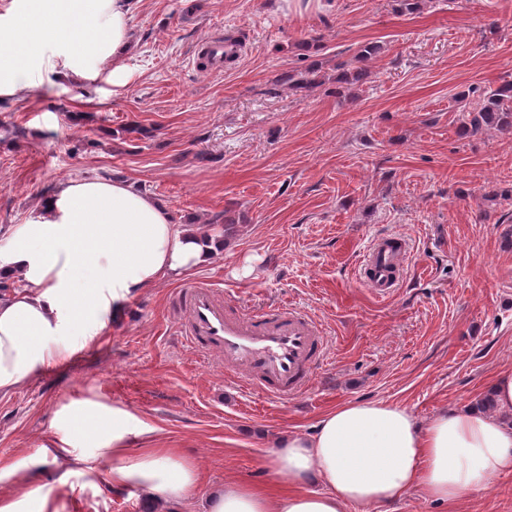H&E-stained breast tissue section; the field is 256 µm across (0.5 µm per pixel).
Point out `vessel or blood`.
Returning <instances> with one entry per match:
<instances>
[{
  "label": "vessel or blood",
  "instance_id": "b4317fda",
  "mask_svg": "<svg viewBox=\"0 0 512 512\" xmlns=\"http://www.w3.org/2000/svg\"><path fill=\"white\" fill-rule=\"evenodd\" d=\"M240 51L239 45L218 36L202 44L198 54L219 71ZM407 250L396 235L377 238L358 263L356 281L378 298L389 297L401 282ZM169 308L177 317V335L193 350L217 356L243 383L275 400L285 401L303 391L312 365L327 351L321 327L295 309L277 306L234 314L221 290L210 283L195 281L181 287Z\"/></svg>",
  "mask_w": 512,
  "mask_h": 512
}]
</instances>
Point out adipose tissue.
<instances>
[{
    "label": "adipose tissue",
    "instance_id": "adipose-tissue-1",
    "mask_svg": "<svg viewBox=\"0 0 512 512\" xmlns=\"http://www.w3.org/2000/svg\"><path fill=\"white\" fill-rule=\"evenodd\" d=\"M131 9V0H9L0 11V99L26 98L46 72L83 83L108 64L121 78ZM10 235L0 278L18 286L0 293V395L102 336L136 292L210 265L225 246L221 232L172 223L162 200L98 178L62 183ZM84 267L95 276L82 284L75 273ZM55 421L71 437L0 465V485L50 467L65 480L138 488L161 512H177L201 479L178 449L130 453L137 430L123 410L75 401ZM273 455L290 484L286 495L274 500L228 483L210 495L207 512H349L415 488L456 502L512 470V370L424 427L404 408L346 401L312 434L279 438ZM0 512H63V505L57 487L39 484L0 493Z\"/></svg>",
    "mask_w": 512,
    "mask_h": 512
}]
</instances>
